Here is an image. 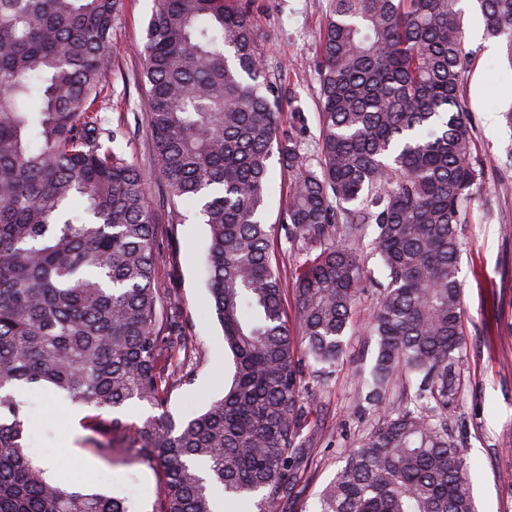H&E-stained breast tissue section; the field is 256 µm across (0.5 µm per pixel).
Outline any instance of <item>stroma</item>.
Masks as SVG:
<instances>
[{
  "label": "stroma",
  "instance_id": "1",
  "mask_svg": "<svg viewBox=\"0 0 512 512\" xmlns=\"http://www.w3.org/2000/svg\"><path fill=\"white\" fill-rule=\"evenodd\" d=\"M154 7V0H122L112 22V41L120 54L98 105L109 126L126 130L118 148L148 183L156 213L155 286L163 307L177 312L196 342L186 379L168 394L167 411L181 422L222 396L229 381L230 355L209 308L203 269L207 227L191 212L172 222L165 186L153 162L148 107L139 77L144 28ZM326 9L327 0H251L258 48L269 76L283 87L280 110L286 116L301 113V137L313 155L320 134L315 56ZM466 45L474 56L463 90L485 184L471 204L469 224L463 227L459 279L465 345L444 417L449 436L466 450L477 512H512V166L506 161L512 130L500 117L502 107L512 102V68L504 62L500 45L491 40L470 37ZM269 174L266 221L276 228L273 244L286 289L288 320L293 323L299 307L293 275L302 256L278 227L288 203L289 175L275 157L269 161ZM359 250L368 279L353 308L355 330L347 337L345 354L326 375L313 363L304 367L309 393L301 438L306 452L285 512H314L318 494L335 477L346 454L381 425L385 414L401 411L410 402L411 389L402 379L392 385L381 408L365 400L362 380L377 354L366 326L385 273L369 243H360ZM26 400L31 443L47 449L48 460L59 462L63 480L107 475L104 491L123 498L130 488H137L133 512H152L161 481L157 464L127 466L93 452L81 426L91 412L89 406L50 393H30Z\"/></svg>",
  "mask_w": 512,
  "mask_h": 512
}]
</instances>
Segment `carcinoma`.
Segmentation results:
<instances>
[{
	"instance_id": "obj_1",
	"label": "carcinoma",
	"mask_w": 512,
	"mask_h": 512,
	"mask_svg": "<svg viewBox=\"0 0 512 512\" xmlns=\"http://www.w3.org/2000/svg\"><path fill=\"white\" fill-rule=\"evenodd\" d=\"M320 36L317 163L284 130L280 89L245 0H157L141 88L171 210L209 227V306L232 358L224 397L180 424L164 413L194 354L154 288V208L95 103L117 48L120 0H0V512H129L53 480L27 452L18 395L50 388L92 407L93 449L158 462L155 512H215L248 497L281 512L296 480L303 354L325 373L345 351L371 246L387 283L367 324L366 381L412 404L354 449L315 512H475L461 449L428 415L448 407L464 344L460 226L484 184L463 95L461 0H328ZM512 66V0H476ZM290 172L280 224L301 248L299 340L265 222L269 159ZM160 410L130 423L121 409Z\"/></svg>"
}]
</instances>
